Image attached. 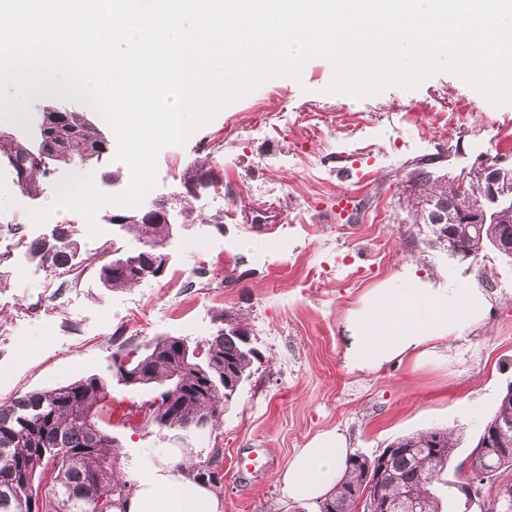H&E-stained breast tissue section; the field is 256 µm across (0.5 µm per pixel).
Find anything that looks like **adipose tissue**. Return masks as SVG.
<instances>
[{
  "instance_id": "ef3b65f1",
  "label": "adipose tissue",
  "mask_w": 512,
  "mask_h": 512,
  "mask_svg": "<svg viewBox=\"0 0 512 512\" xmlns=\"http://www.w3.org/2000/svg\"><path fill=\"white\" fill-rule=\"evenodd\" d=\"M484 304V295L473 290L452 304L437 288H402L395 293L376 289L349 316L355 343L346 359L357 370H376L403 359L424 366L435 358L433 342L451 339L462 325L478 321ZM349 454L343 435L316 436L297 451L282 476L288 497H323L343 479ZM182 461V456H173L163 472L142 478L126 512H224L223 502L211 489L184 479Z\"/></svg>"
}]
</instances>
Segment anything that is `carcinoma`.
<instances>
[{
    "mask_svg": "<svg viewBox=\"0 0 512 512\" xmlns=\"http://www.w3.org/2000/svg\"><path fill=\"white\" fill-rule=\"evenodd\" d=\"M101 117L70 114L62 130L43 136L16 131L0 136V164H24L28 170V194L18 196L28 203L43 192L50 168L66 167L88 148L112 154ZM55 152L44 159L39 150ZM205 158L185 179L205 191L216 184L214 171ZM414 192L407 196L413 223L436 226L452 224L462 212L486 209L489 223L482 231L460 228L468 254L475 258L497 234L512 227V183L502 187L499 201H482V191L492 172L478 164L462 174L468 192L447 196L448 180L424 165L412 170ZM181 198L177 215L182 223L202 220L222 229L224 215L217 211L203 216ZM121 229L140 244L139 264L119 266V259H105V252L87 253L75 262L79 244L70 226L58 225L49 239L18 245L46 266L56 278L76 274L78 264L98 263L97 274L104 287L133 288L153 276L154 249L170 237L168 224H124ZM203 349L202 357L195 356ZM259 355L232 331L220 328L189 346L175 336H156L141 346L121 342L112 352V370L125 384H154L158 392L154 408L142 423L159 431L206 430L221 423L224 410L233 403L240 385L252 375ZM112 423L108 386L96 375L0 403V512H114L133 494L136 483L117 468L118 445L101 423ZM456 442L446 430H430L407 436L389 446L385 469L379 457L352 456L343 480L320 503V512H355L356 500L369 484L379 487L381 498L392 512H443L440 488L448 486V463ZM504 468L495 480L512 490V440L499 449ZM51 473L47 494H39L35 480ZM193 483L215 491L224 488L223 471L208 461H188L181 468Z\"/></svg>",
    "mask_w": 512,
    "mask_h": 512,
    "instance_id": "1",
    "label": "carcinoma"
}]
</instances>
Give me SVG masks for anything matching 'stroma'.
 I'll list each match as a JSON object with an SVG mask.
<instances>
[{
  "label": "stroma",
  "instance_id": "1",
  "mask_svg": "<svg viewBox=\"0 0 512 512\" xmlns=\"http://www.w3.org/2000/svg\"><path fill=\"white\" fill-rule=\"evenodd\" d=\"M332 78L331 63L312 58L300 79L271 78L184 144L161 150L152 197L179 189L187 169L206 157L224 198L217 202L206 192L195 205L209 215L229 203L236 217L220 230L175 225L163 275L130 289L103 287L92 266L74 279L51 276L24 244L50 238L60 224L56 214L40 225L31 219L56 183L47 181L25 210L1 169L0 252L10 257L0 285V401L95 374L113 400L140 404L156 389L125 385L113 374L116 342L167 335L193 344L212 336L225 313L246 324L261 357L258 370L217 429L112 424L117 466L130 479L189 448L223 470L224 512H319L317 502L288 499L280 480L297 449L318 434L337 431L354 453L371 458L400 438L445 429L457 441L448 465L449 481H457L458 464L512 385V259L491 247L474 259L452 255L430 227L411 222L405 197L417 162L431 161L437 174L454 177L485 157L512 161V149L503 147L512 104L486 106L450 72L407 92L391 87L363 98L328 93ZM275 86L285 93L273 105L279 131L266 134L252 105ZM459 99L470 104L464 126L448 134L434 127V113ZM302 112L337 116L340 126L325 139L309 136L295 123ZM349 126L368 150L355 151ZM316 166L324 172L318 183L310 177ZM343 191L361 202L347 219L335 210ZM112 210L99 208L94 237L82 215L70 216L81 251L104 246L118 257L138 249L132 235L108 223ZM327 238L335 239V251L324 249ZM310 267L323 268V281L307 280ZM410 286L447 289L452 302L460 291H479L487 300L484 316L460 338L438 344L430 364L352 369L350 313L373 289ZM252 452L266 456L269 468L240 476L236 461Z\"/></svg>",
  "mask_w": 512,
  "mask_h": 512
}]
</instances>
